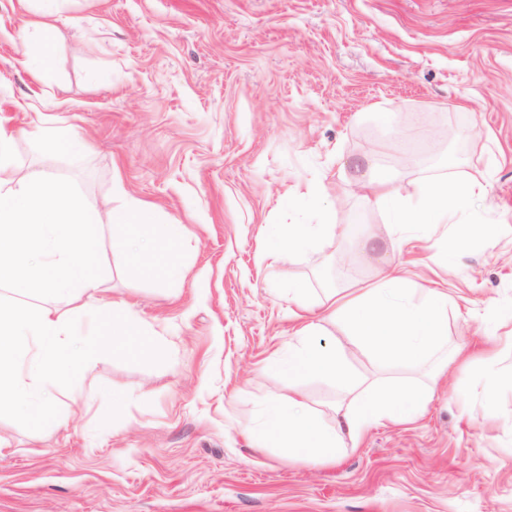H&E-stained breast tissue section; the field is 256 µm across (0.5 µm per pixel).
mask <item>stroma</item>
Segmentation results:
<instances>
[{
    "label": "stroma",
    "instance_id": "obj_1",
    "mask_svg": "<svg viewBox=\"0 0 512 512\" xmlns=\"http://www.w3.org/2000/svg\"><path fill=\"white\" fill-rule=\"evenodd\" d=\"M60 15L56 67L36 81L20 64L25 19L0 0V125L26 131L18 164L74 181L89 205L135 199L186 225L190 273L130 278L104 225L107 296L132 304L167 359L97 356L51 391L66 428L0 418V512H512L508 350L492 379L453 366L414 422L374 425L336 464L256 453L247 437L288 391L262 365L299 326L294 282L314 305L375 284L388 260L411 287L447 289L446 351L512 334V0H65ZM41 123L78 146L54 154ZM374 148L411 197L482 179L463 221L492 235L459 247L452 224L392 231L356 184ZM325 172L319 201L285 200ZM321 214L380 252L344 239L268 258L273 227ZM320 340L356 380L430 379L427 363L383 371L341 325Z\"/></svg>",
    "mask_w": 512,
    "mask_h": 512
}]
</instances>
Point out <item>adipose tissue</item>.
Returning <instances> with one entry per match:
<instances>
[{"label":"adipose tissue","mask_w":512,"mask_h":512,"mask_svg":"<svg viewBox=\"0 0 512 512\" xmlns=\"http://www.w3.org/2000/svg\"><path fill=\"white\" fill-rule=\"evenodd\" d=\"M59 0H16L20 14H39L33 23L34 42L25 46L24 64L32 77L52 68V45L60 28L52 19ZM358 185L365 199L386 211L392 226L405 224H454L461 212L486 194L485 184L468 180L440 179L431 182L418 199L403 196L395 177L381 173L370 160L360 163ZM339 224H292L278 228L273 259L293 255L318 238L342 235ZM287 361L272 358L263 369L273 374L287 373L288 395L271 400L263 409L262 422L248 435L254 450L279 449L290 461L310 460L335 463L340 449L355 448L377 423L402 425L412 422L419 409L433 398L434 387L418 383L395 388L378 383H352L351 400L336 408L334 424H324L307 402L301 380L316 378L342 380L347 376L339 350L322 346L317 332L322 323L345 327L354 343L386 369L409 366L427 360L445 340L448 328V294L445 289H425L421 299H413L406 278L387 267L381 280L367 288L347 292L328 289L317 307H304Z\"/></svg>","instance_id":"adipose-tissue-1"}]
</instances>
